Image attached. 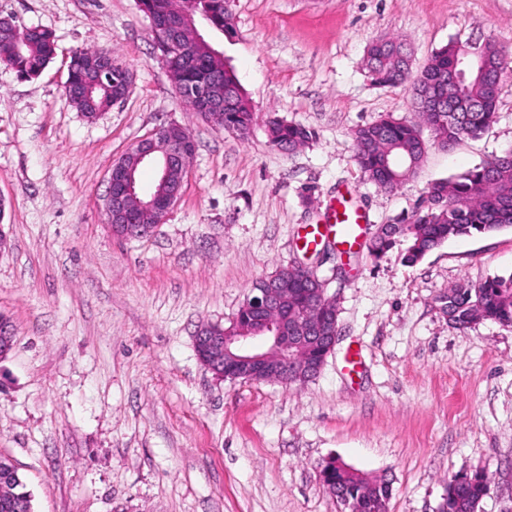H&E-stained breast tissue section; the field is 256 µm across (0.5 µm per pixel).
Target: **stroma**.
Segmentation results:
<instances>
[{"instance_id":"stroma-1","label":"stroma","mask_w":512,"mask_h":512,"mask_svg":"<svg viewBox=\"0 0 512 512\" xmlns=\"http://www.w3.org/2000/svg\"><path fill=\"white\" fill-rule=\"evenodd\" d=\"M231 32L205 30L260 116L248 140L174 93L137 0H0V17L56 36L34 79L0 62V455L34 512H342L319 480L333 458L388 482V512H439L449 480L489 478L478 512H512V327L448 321V291L512 273V227L453 238L416 264L359 251L348 274L302 235L344 195L371 226L411 212L427 184L512 148V0H226ZM402 40L421 68L448 41L508 52L497 118L477 140L430 146L384 192L353 159L355 128L418 115L408 87L375 84L368 45ZM134 73L126 99L85 118L65 85L74 50ZM314 133L285 154L264 116ZM189 127L180 200L143 239L102 210L112 163L157 127ZM300 262L326 284L338 340L315 379L215 378L204 323L229 325L256 281Z\"/></svg>"}]
</instances>
